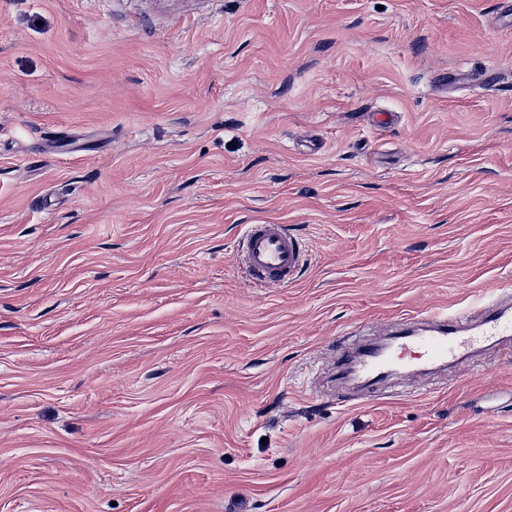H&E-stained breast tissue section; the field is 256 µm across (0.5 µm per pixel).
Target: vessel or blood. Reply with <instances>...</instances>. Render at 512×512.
Segmentation results:
<instances>
[{
  "label": "vessel or blood",
  "mask_w": 512,
  "mask_h": 512,
  "mask_svg": "<svg viewBox=\"0 0 512 512\" xmlns=\"http://www.w3.org/2000/svg\"><path fill=\"white\" fill-rule=\"evenodd\" d=\"M303 260L299 240L283 224H248L241 237V268L261 287H283L293 281ZM505 292L494 289L462 310L434 313L421 321L401 323L389 345L351 344L340 350L337 373L361 371L369 386L386 380L395 370L441 366L466 357L469 337L511 336L512 313L502 307Z\"/></svg>",
  "instance_id": "vessel-or-blood-1"
}]
</instances>
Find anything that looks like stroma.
Listing matches in <instances>:
<instances>
[{
	"label": "stroma",
	"instance_id": "35a3bbf8",
	"mask_svg": "<svg viewBox=\"0 0 512 512\" xmlns=\"http://www.w3.org/2000/svg\"><path fill=\"white\" fill-rule=\"evenodd\" d=\"M493 286L512 0H0V512H512V351L329 380ZM241 243V268L254 285L287 286L302 264V246L284 224L245 225Z\"/></svg>",
	"mask_w": 512,
	"mask_h": 512
}]
</instances>
